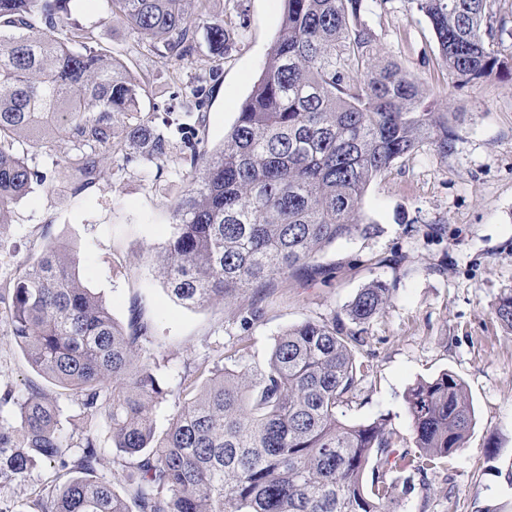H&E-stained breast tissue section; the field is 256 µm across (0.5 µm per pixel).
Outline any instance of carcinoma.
Returning a JSON list of instances; mask_svg holds the SVG:
<instances>
[{
	"instance_id": "cac0c4a2",
	"label": "carcinoma",
	"mask_w": 512,
	"mask_h": 512,
	"mask_svg": "<svg viewBox=\"0 0 512 512\" xmlns=\"http://www.w3.org/2000/svg\"><path fill=\"white\" fill-rule=\"evenodd\" d=\"M63 0H0V223L33 186L54 188L31 155L71 151L55 161L80 193L107 176L126 142L160 168L182 144L186 186L171 206L158 276L187 309L242 299L243 329L263 321L279 285L323 271L321 253L376 226L361 204L369 183L428 142L440 152L456 135L452 113L436 109L406 71L377 55L361 20L364 0H284L279 35L261 76L220 148L197 137L206 90L190 88L172 122L154 124L139 103L146 79L122 66L92 31L56 20ZM141 44L179 66L206 30L224 58V19L183 0H107ZM491 0H411L430 22L448 74L467 84L511 71L488 23ZM391 300L381 282L360 290L344 316L309 319L280 332L264 364L249 365L242 336L216 361L187 366L177 391L154 358L134 361L152 337L135 315L128 327L86 287L70 246L50 239L22 273L0 287L7 336L34 372L78 400L86 421L77 448L60 427L57 396L38 383L13 400L19 426L0 427V481L39 462L66 476L32 502L33 512H388L398 485L390 473L439 468L467 447L475 409L464 381L446 370L408 387L413 447L386 420L352 423L342 407L371 368L357 353L364 326ZM496 318L512 331V289ZM181 396L167 427L154 411ZM109 420L123 453L113 482L97 475L101 441L91 421ZM121 485L116 490L114 483Z\"/></svg>"
}]
</instances>
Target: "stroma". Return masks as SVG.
Returning a JSON list of instances; mask_svg holds the SVG:
<instances>
[{
	"mask_svg": "<svg viewBox=\"0 0 512 512\" xmlns=\"http://www.w3.org/2000/svg\"><path fill=\"white\" fill-rule=\"evenodd\" d=\"M210 15L241 28L244 40L213 60L198 29V52L180 71L138 47L133 29L109 19L107 0H65L67 22L94 31L99 42L149 84L140 108L155 120L181 110L176 81L217 72L199 129L218 148L261 74L277 39L282 0H209ZM383 60L398 64L442 109L458 113L447 153L428 143L398 160L368 186L362 212L378 234L325 251L318 278L289 279L271 296L263 322L242 331L232 303L190 310L173 302L155 276L143 243L161 249L170 235L171 202L186 183L173 159L163 168L115 156L105 180L79 194L42 187L0 224V283L43 249L47 239L73 246L85 286L103 294L113 317L128 323L133 305L155 328L141 357L164 359L162 375L177 387L186 365L213 360L249 334L253 363H263L277 335L308 319L342 312L367 285L385 283L393 298L366 326L373 373L344 409L350 422L386 419L404 438L405 409L416 380L450 370L466 383L476 424L464 450L437 473L413 477L392 512H512V332L497 321L500 294L512 288V76L458 85L449 76L428 20L409 0H366L361 15ZM0 321V392L23 394L37 375ZM59 475L38 464L25 477L0 482V512H28Z\"/></svg>",
	"mask_w": 512,
	"mask_h": 512,
	"instance_id": "35a3bbf8",
	"label": "stroma"
}]
</instances>
